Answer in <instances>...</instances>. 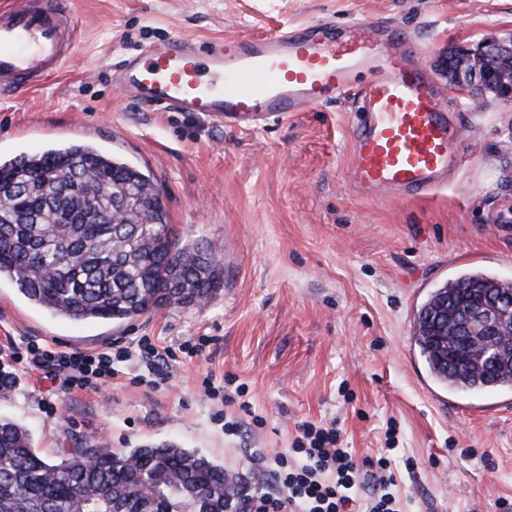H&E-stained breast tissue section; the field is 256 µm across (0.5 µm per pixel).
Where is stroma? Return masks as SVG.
Here are the masks:
<instances>
[{"mask_svg": "<svg viewBox=\"0 0 512 512\" xmlns=\"http://www.w3.org/2000/svg\"><path fill=\"white\" fill-rule=\"evenodd\" d=\"M78 42L39 89L0 101V159L89 144L154 181L181 242L223 247L224 285L199 308L134 320L77 322L0 281V417L33 448L173 443L233 472L251 454L289 447L297 423L336 422L357 456L391 447L406 512H502L512 502V391L451 392L431 377L414 315L434 288L479 271L512 280V104H472L448 82L449 52L512 34V0H65ZM404 29L462 134L445 190L360 195L348 180L353 104L228 127L203 113L149 112L112 72L127 54L175 38L261 36L317 20ZM148 336L175 354L155 386L134 348ZM210 342L187 351L198 337ZM132 348L98 387L16 365L6 347ZM247 384L252 411L225 407V375ZM212 376L214 393L202 380ZM239 418L230 435L225 416Z\"/></svg>", "mask_w": 512, "mask_h": 512, "instance_id": "35a3bbf8", "label": "stroma"}]
</instances>
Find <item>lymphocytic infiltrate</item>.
Listing matches in <instances>:
<instances>
[{
    "label": "lymphocytic infiltrate",
    "mask_w": 512,
    "mask_h": 512,
    "mask_svg": "<svg viewBox=\"0 0 512 512\" xmlns=\"http://www.w3.org/2000/svg\"><path fill=\"white\" fill-rule=\"evenodd\" d=\"M126 348L114 354L87 355L26 342L15 347L14 362L30 369L64 376L68 385L86 388L92 380L114 373ZM272 488L246 486L236 512H403L392 459H358L342 447L335 423L299 425L289 448L266 459Z\"/></svg>",
    "instance_id": "lymphocytic-infiltrate-1"
}]
</instances>
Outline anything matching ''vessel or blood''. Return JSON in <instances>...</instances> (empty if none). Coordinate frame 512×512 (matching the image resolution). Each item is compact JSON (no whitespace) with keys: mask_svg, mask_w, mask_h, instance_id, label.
Wrapping results in <instances>:
<instances>
[{"mask_svg":"<svg viewBox=\"0 0 512 512\" xmlns=\"http://www.w3.org/2000/svg\"><path fill=\"white\" fill-rule=\"evenodd\" d=\"M356 26L367 36L359 49L325 21L202 44L177 39L126 60L119 84L156 109L221 122L355 99L352 184L369 197L430 195L446 183L460 134L405 32L369 20ZM74 36L62 0H15L1 9L0 94L38 88L60 70Z\"/></svg>","mask_w":512,"mask_h":512,"instance_id":"b4317fda","label":"vessel or blood"}]
</instances>
